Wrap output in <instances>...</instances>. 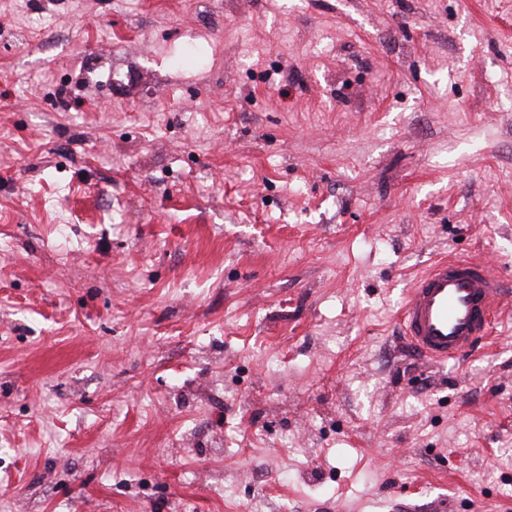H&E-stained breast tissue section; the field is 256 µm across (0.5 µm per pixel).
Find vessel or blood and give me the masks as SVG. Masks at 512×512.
<instances>
[{"mask_svg": "<svg viewBox=\"0 0 512 512\" xmlns=\"http://www.w3.org/2000/svg\"><path fill=\"white\" fill-rule=\"evenodd\" d=\"M511 294L512 287L486 263L463 257L434 260L407 291L402 335L429 361L458 359L491 335L499 308Z\"/></svg>", "mask_w": 512, "mask_h": 512, "instance_id": "obj_1", "label": "vessel or blood"}]
</instances>
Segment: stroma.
<instances>
[{
    "label": "stroma",
    "instance_id": "35a3bbf8",
    "mask_svg": "<svg viewBox=\"0 0 512 512\" xmlns=\"http://www.w3.org/2000/svg\"><path fill=\"white\" fill-rule=\"evenodd\" d=\"M447 254L512 282V0H0L6 512H512ZM510 286L485 262L445 257L431 262L407 290L399 325L425 359L444 363L491 335Z\"/></svg>",
    "mask_w": 512,
    "mask_h": 512
}]
</instances>
